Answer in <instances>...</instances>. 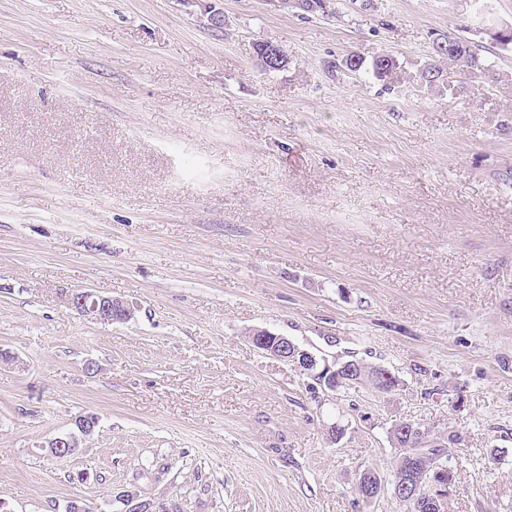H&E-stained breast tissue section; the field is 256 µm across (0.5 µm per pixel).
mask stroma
<instances>
[{"label":"stroma","instance_id":"obj_1","mask_svg":"<svg viewBox=\"0 0 512 512\" xmlns=\"http://www.w3.org/2000/svg\"><path fill=\"white\" fill-rule=\"evenodd\" d=\"M329 3L0 0L5 512H401L355 488L402 419L464 437L448 512H512V0ZM448 33L487 69L422 86ZM382 50L398 81L338 66ZM253 328L401 385L324 392ZM64 303L77 315L101 323L125 322L134 315V308L118 298L104 296L91 289L65 293ZM99 425V417L94 414L93 416H81L74 421V430L62 436L50 439L46 442L44 448H47L48 454L56 459L60 458L57 455V448H72L62 459L73 455L77 448L92 436ZM61 459V460H62Z\"/></svg>","mask_w":512,"mask_h":512}]
</instances>
